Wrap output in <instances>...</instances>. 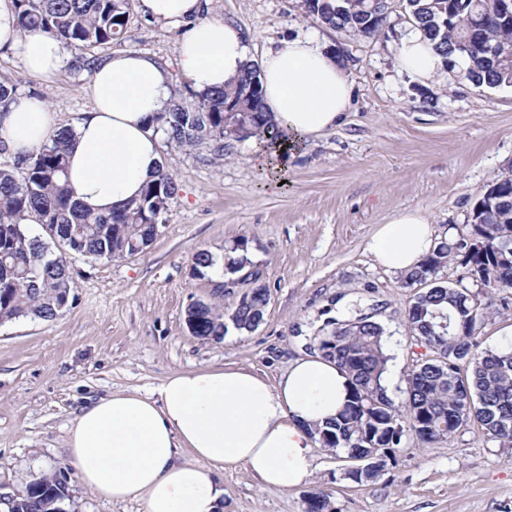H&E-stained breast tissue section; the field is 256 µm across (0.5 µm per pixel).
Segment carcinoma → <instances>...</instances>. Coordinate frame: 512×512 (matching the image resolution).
I'll list each match as a JSON object with an SVG mask.
<instances>
[{
	"instance_id": "carcinoma-1",
	"label": "carcinoma",
	"mask_w": 512,
	"mask_h": 512,
	"mask_svg": "<svg viewBox=\"0 0 512 512\" xmlns=\"http://www.w3.org/2000/svg\"><path fill=\"white\" fill-rule=\"evenodd\" d=\"M130 0H13L21 32L40 31L72 55L70 73L92 72L98 51L121 43L129 23ZM372 0H303L305 15L319 25L361 38L380 35L388 23L387 0L376 8L382 23L368 22ZM411 17L443 53L446 66L458 69L475 89L512 86V66L498 53L512 44V20L504 19L500 0H407ZM188 107L172 97L156 117L167 143L198 153L210 163L224 161L227 142L238 140L247 121L250 138L279 150L284 144L264 106L260 71L250 63L234 87L196 93ZM74 128L65 125L50 143L26 156L0 161V318L51 320L68 304L77 257L115 259L136 256L156 239L177 191L172 174L159 167L140 198L108 214H94L74 200L69 187L68 153ZM497 196L474 209L477 223L469 236L442 239L419 268L400 274L403 287L436 279L457 263L470 283H437L420 291L403 320L416 339L437 354L408 374L405 397L397 402L385 386L390 356L383 326L367 315L334 322L314 337L318 354L336 364L348 380V399L335 418L312 429L314 442L336 458L360 456L364 468L342 470L358 485L375 480L406 434L424 444L448 440L471 420L501 448L512 447V349L481 350L477 326L493 311L498 292L512 289V174L494 182ZM36 219L45 236L33 235ZM481 242L484 250L468 247ZM268 304L266 286L256 280L251 293L229 312L217 302L196 311L197 335L223 340L226 322L240 332L260 324ZM470 373L461 377L458 362ZM69 497L56 476L31 482L29 496L13 512H56Z\"/></svg>"
}]
</instances>
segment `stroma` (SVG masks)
Here are the masks:
<instances>
[{
  "label": "stroma",
  "instance_id": "stroma-1",
  "mask_svg": "<svg viewBox=\"0 0 512 512\" xmlns=\"http://www.w3.org/2000/svg\"><path fill=\"white\" fill-rule=\"evenodd\" d=\"M388 2L387 28L365 39L318 25L301 0H209L206 17L239 26L253 62L302 34L343 51L351 108L276 176L252 165L250 139L231 142L220 164L162 144L178 192L153 244L124 259L76 260L68 305L54 319L0 323L1 495L57 474L69 488L66 512H143L140 502L112 503L80 485L65 440L83 406L210 367L244 368L276 384L290 361L312 354L314 336L339 317L336 303L346 296L385 328L388 394L403 399L408 371L429 352L402 321L413 289L377 266L366 242L398 211L415 208L438 233L468 235L478 199L512 170V87L478 90L454 71L425 83L408 76L394 54L411 22L407 2ZM185 31L149 19L131 0L122 47L177 75ZM0 81L65 123L92 104L89 76L75 79L64 68L51 78L32 74L10 52L0 51ZM175 87L190 102L178 75ZM239 244L267 287L264 318L249 333L200 339L187 328L188 305L213 300L229 282L224 306L232 308L247 284L198 273L193 254L205 249L220 259ZM475 336L484 350L512 347V289L496 296ZM313 454L311 480L285 491L261 486L244 468L225 469L217 477L223 512H305L307 494L318 490L335 512H512V448L487 441L474 424L430 445L404 435L377 480L362 486L342 479L334 454Z\"/></svg>",
  "mask_w": 512,
  "mask_h": 512
}]
</instances>
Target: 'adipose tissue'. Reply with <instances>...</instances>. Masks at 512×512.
<instances>
[{"label": "adipose tissue", "mask_w": 512, "mask_h": 512, "mask_svg": "<svg viewBox=\"0 0 512 512\" xmlns=\"http://www.w3.org/2000/svg\"><path fill=\"white\" fill-rule=\"evenodd\" d=\"M208 0H140L145 15L184 22L178 66L198 92L236 83L250 61L234 24L200 20ZM0 48L29 72L52 76L65 54L54 38L20 34L12 0H0ZM401 69L428 79L445 69L443 56L419 29L395 45ZM263 98L289 142L340 126L352 98L343 61L312 36L269 51L260 63ZM92 107L74 124L69 157L73 197L96 213L140 196L161 163L155 117L166 110L173 77L138 52L113 53L91 75ZM60 125L45 105L16 97L0 116L10 153L36 151ZM438 237L428 217L405 209L367 243L374 262L404 273L416 269ZM348 396L347 379L320 356L295 359L276 384L233 367L181 372L153 392L116 391L84 407L67 431L66 452L83 487L111 502L137 500L145 512H218L219 470L244 467L261 485L289 489L313 473L312 424L332 417Z\"/></svg>", "instance_id": "obj_1"}]
</instances>
